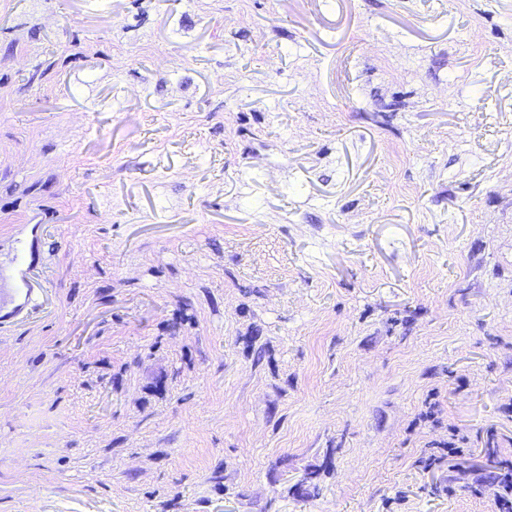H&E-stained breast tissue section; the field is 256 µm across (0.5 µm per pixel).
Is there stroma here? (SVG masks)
Segmentation results:
<instances>
[{"label":"stroma","mask_w":512,"mask_h":512,"mask_svg":"<svg viewBox=\"0 0 512 512\" xmlns=\"http://www.w3.org/2000/svg\"><path fill=\"white\" fill-rule=\"evenodd\" d=\"M21 252L0 512H494L512 0H0Z\"/></svg>","instance_id":"obj_1"}]
</instances>
